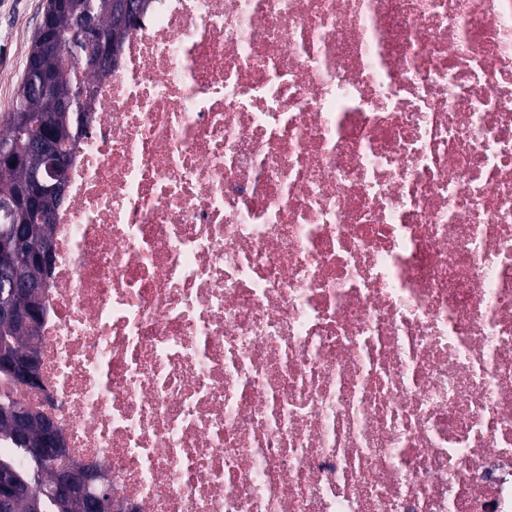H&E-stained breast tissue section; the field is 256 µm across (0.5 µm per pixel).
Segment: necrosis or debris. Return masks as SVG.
Returning a JSON list of instances; mask_svg holds the SVG:
<instances>
[{"label":"necrosis or debris","mask_w":512,"mask_h":512,"mask_svg":"<svg viewBox=\"0 0 512 512\" xmlns=\"http://www.w3.org/2000/svg\"><path fill=\"white\" fill-rule=\"evenodd\" d=\"M86 78L9 394L115 512H512V0H149ZM39 367L40 356L35 348L27 351L23 356L18 355V357L4 353V348L0 352V368L6 369L13 375L12 377L0 369V377L14 386L22 385L29 389H36Z\"/></svg>","instance_id":"1"}]
</instances>
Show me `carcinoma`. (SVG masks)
Masks as SVG:
<instances>
[{
	"label": "carcinoma",
	"mask_w": 512,
	"mask_h": 512,
	"mask_svg": "<svg viewBox=\"0 0 512 512\" xmlns=\"http://www.w3.org/2000/svg\"><path fill=\"white\" fill-rule=\"evenodd\" d=\"M113 0H46L45 8L51 9L48 20L58 36V42L49 45L33 35L27 58L29 68L15 93L14 106L4 121L6 130L0 133V197H8L26 184L31 172L42 165L38 154L29 150V143L37 136L55 129L60 134L59 149L72 157L70 144L86 131L84 116L92 111L91 101L72 100L70 109L59 110V102L67 99L74 85L84 82L79 68L89 66L84 50L73 38L76 21L83 15H94L100 28L105 30L116 49H121L139 21L131 22L129 28L118 30L112 14ZM78 56L76 64L67 67L62 55ZM39 75L49 77L51 90L35 94L29 89L33 79ZM26 225V215L19 209L5 206L0 209V235L11 227ZM42 268L34 265L28 255H22L10 272L14 280H29L39 277ZM36 328H20L12 323L0 322V342L18 353L23 341L35 335ZM0 474L19 482H25L31 493L40 499V512H67L55 492V480L60 461L45 457L39 461L29 458L21 440L7 426H0Z\"/></svg>",
	"instance_id": "1"
}]
</instances>
